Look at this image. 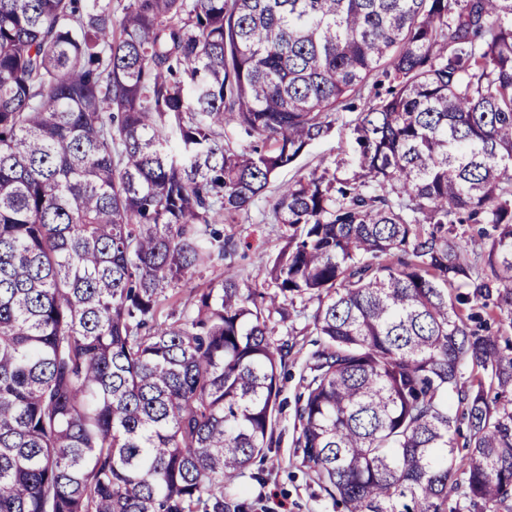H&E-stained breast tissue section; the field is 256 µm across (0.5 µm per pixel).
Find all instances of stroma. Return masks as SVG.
Here are the masks:
<instances>
[{
    "label": "stroma",
    "instance_id": "1",
    "mask_svg": "<svg viewBox=\"0 0 512 512\" xmlns=\"http://www.w3.org/2000/svg\"><path fill=\"white\" fill-rule=\"evenodd\" d=\"M356 117L353 110L338 113L332 131L309 146L293 165L281 169L247 211L224 217L221 227L233 243L232 250L224 261L195 274L192 286L221 279L229 270L242 285L266 291L268 283L257 273L271 264L288 237L287 226L274 217L278 187L321 166L335 168L341 175L352 174L356 163L350 128ZM316 306L313 300H295L288 323L275 329V340L286 344L288 354L279 381L283 408L276 415L273 446L263 465L246 468L225 491L227 499L246 503V512H343L320 491L297 447L296 399L312 349L310 316Z\"/></svg>",
    "mask_w": 512,
    "mask_h": 512
}]
</instances>
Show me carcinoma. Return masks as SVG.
<instances>
[{"label":"carcinoma","instance_id":"1","mask_svg":"<svg viewBox=\"0 0 512 512\" xmlns=\"http://www.w3.org/2000/svg\"><path fill=\"white\" fill-rule=\"evenodd\" d=\"M379 70L354 177L280 187L277 292L227 270L163 314ZM297 298L329 499L509 508L512 0H0V512H241Z\"/></svg>","mask_w":512,"mask_h":512}]
</instances>
